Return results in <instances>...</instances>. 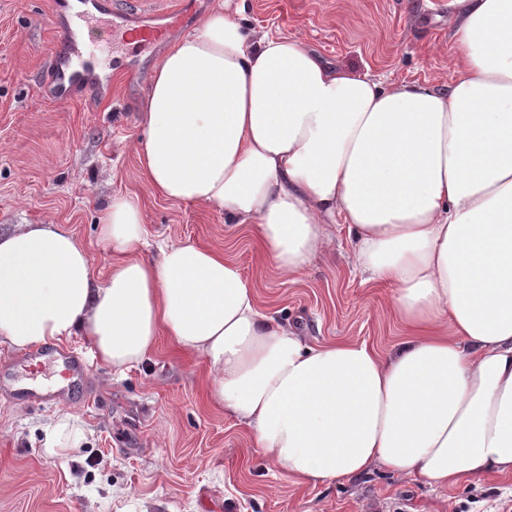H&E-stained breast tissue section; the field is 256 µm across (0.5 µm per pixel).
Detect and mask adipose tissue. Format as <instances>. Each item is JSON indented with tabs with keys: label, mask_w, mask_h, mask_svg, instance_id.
<instances>
[{
	"label": "adipose tissue",
	"mask_w": 512,
	"mask_h": 512,
	"mask_svg": "<svg viewBox=\"0 0 512 512\" xmlns=\"http://www.w3.org/2000/svg\"><path fill=\"white\" fill-rule=\"evenodd\" d=\"M456 75L389 84L257 33L217 0L141 87L144 179L245 224L286 280L346 225L407 337L308 344L223 253L159 241L138 196L99 218L96 274L60 224L0 234V341L86 336L113 372L160 332L203 356L212 398L308 484L381 466L439 486L512 474V0H449Z\"/></svg>",
	"instance_id": "obj_1"
}]
</instances>
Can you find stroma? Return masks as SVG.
Wrapping results in <instances>:
<instances>
[{"label":"stroma","instance_id":"35a3bbf8","mask_svg":"<svg viewBox=\"0 0 512 512\" xmlns=\"http://www.w3.org/2000/svg\"><path fill=\"white\" fill-rule=\"evenodd\" d=\"M239 2L249 28L299 38L350 71L388 83L453 79L448 0ZM61 26L52 0H0V233L65 225L100 269V213L113 197L135 193L148 240L223 252L260 281V309L310 343L364 342L386 353L403 339L387 289L360 272L344 225L331 227L329 256L286 281L247 226L152 193L132 144L144 135L139 87L166 47L142 51L141 69L127 72L108 24H99L88 36L112 75L111 97L87 92L52 103L46 71ZM211 382L206 360L163 334L150 360L125 375L96 363L76 400L38 406L0 397V512H512V474L443 488L377 467L330 485L299 483L269 466L250 430L211 402ZM65 412L83 439L53 455L47 432Z\"/></svg>","mask_w":512,"mask_h":512}]
</instances>
